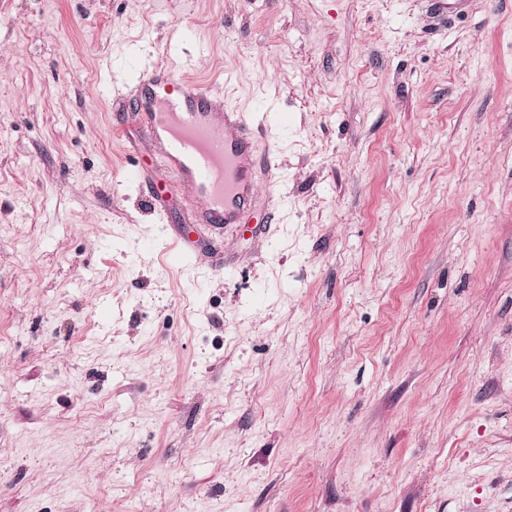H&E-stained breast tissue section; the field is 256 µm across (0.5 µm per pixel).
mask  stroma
<instances>
[{
	"label": "stroma",
	"mask_w": 512,
	"mask_h": 512,
	"mask_svg": "<svg viewBox=\"0 0 512 512\" xmlns=\"http://www.w3.org/2000/svg\"><path fill=\"white\" fill-rule=\"evenodd\" d=\"M157 63L267 236L127 179ZM0 512H512V0H0Z\"/></svg>",
	"instance_id": "1"
}]
</instances>
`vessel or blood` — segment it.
Here are the masks:
<instances>
[{
    "label": "vessel or blood",
    "mask_w": 512,
    "mask_h": 512,
    "mask_svg": "<svg viewBox=\"0 0 512 512\" xmlns=\"http://www.w3.org/2000/svg\"><path fill=\"white\" fill-rule=\"evenodd\" d=\"M137 126L163 136L160 165L170 176V193L189 188L199 201L178 228L182 253H190L192 224H225L248 231L244 219L256 202L261 162H273V150L258 153L256 133L237 112L224 108L223 93L193 78H174L157 64L146 70L134 91Z\"/></svg>",
    "instance_id": "vessel-or-blood-1"
}]
</instances>
